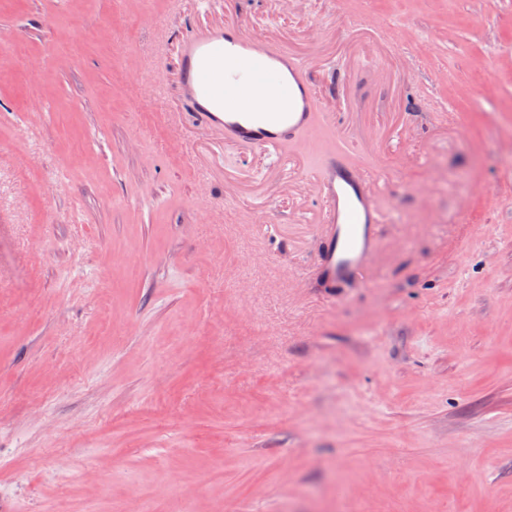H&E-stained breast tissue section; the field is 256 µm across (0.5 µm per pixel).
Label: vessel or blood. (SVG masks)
Returning <instances> with one entry per match:
<instances>
[{"label": "vessel or blood", "mask_w": 512, "mask_h": 512, "mask_svg": "<svg viewBox=\"0 0 512 512\" xmlns=\"http://www.w3.org/2000/svg\"><path fill=\"white\" fill-rule=\"evenodd\" d=\"M178 89L197 124L220 131L225 143L272 154L330 119L304 60L233 21L181 39ZM354 156L348 146L332 149L309 173L324 203L327 246L320 272L332 285L370 267L383 222L372 190L377 174Z\"/></svg>", "instance_id": "b4317fda"}]
</instances>
